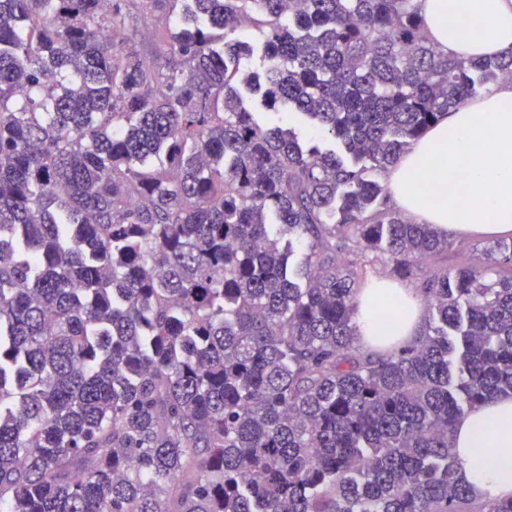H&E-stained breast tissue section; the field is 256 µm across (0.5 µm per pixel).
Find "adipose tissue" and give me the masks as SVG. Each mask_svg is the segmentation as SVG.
Masks as SVG:
<instances>
[{"mask_svg": "<svg viewBox=\"0 0 512 512\" xmlns=\"http://www.w3.org/2000/svg\"><path fill=\"white\" fill-rule=\"evenodd\" d=\"M425 32L463 61L512 54V0H414ZM392 199L441 234L512 236V81L459 105L389 171ZM452 443L479 499L512 497V397L460 419Z\"/></svg>", "mask_w": 512, "mask_h": 512, "instance_id": "ef3b65f1", "label": "adipose tissue"}]
</instances>
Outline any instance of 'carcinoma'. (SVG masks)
<instances>
[{
	"instance_id": "obj_1",
	"label": "carcinoma",
	"mask_w": 512,
	"mask_h": 512,
	"mask_svg": "<svg viewBox=\"0 0 512 512\" xmlns=\"http://www.w3.org/2000/svg\"><path fill=\"white\" fill-rule=\"evenodd\" d=\"M194 4L0 0V512H512L451 444L512 394V242L432 266L448 237L279 126L385 170L512 55L440 53L413 0ZM378 250L435 321L398 348L357 341L342 255ZM128 36L131 44L135 43L138 50L142 55L149 56L147 49L148 46L154 41L155 30L148 26L141 18L129 21Z\"/></svg>"
}]
</instances>
